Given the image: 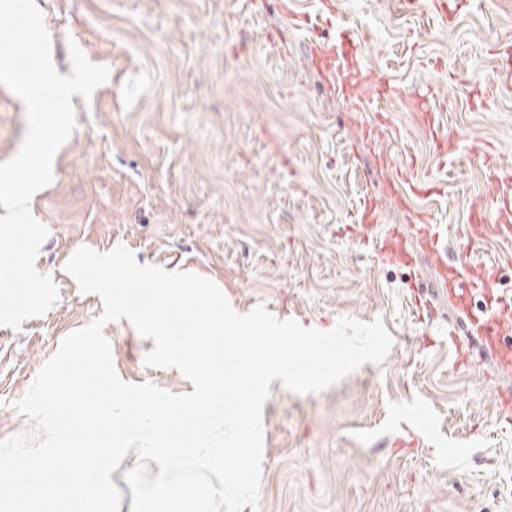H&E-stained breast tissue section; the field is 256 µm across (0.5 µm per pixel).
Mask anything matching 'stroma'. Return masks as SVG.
Wrapping results in <instances>:
<instances>
[{
    "label": "stroma",
    "instance_id": "1",
    "mask_svg": "<svg viewBox=\"0 0 512 512\" xmlns=\"http://www.w3.org/2000/svg\"><path fill=\"white\" fill-rule=\"evenodd\" d=\"M58 72H72L69 43L108 80L90 100L73 95L76 127L53 161V180L30 200L47 231L36 259L57 300L20 327L0 326V439L36 434L16 407L63 338L103 312L64 267L82 247L122 245L139 264L214 282L238 313L265 305L280 320L328 331L340 317L382 319L393 346L316 392L273 381L263 406L257 507L243 512H512V422L496 397L491 363L451 367L448 329L461 313L429 258L380 266L351 228L363 202L401 224L407 208L453 229L448 255L498 267L512 296V244L473 247L460 234L485 190L480 139L512 171V91L475 106L457 82L489 91L497 50L512 52V0H483L447 25L400 15L396 0H337L331 25L295 28L278 0H36ZM344 46L334 73L327 50ZM391 131L378 159L357 129L375 84ZM453 129L460 149L436 158L423 112ZM22 100L0 84V163L19 152ZM439 179L441 196L399 202L396 173ZM103 335L127 383L192 392L177 369L148 366L153 339L128 320Z\"/></svg>",
    "mask_w": 512,
    "mask_h": 512
}]
</instances>
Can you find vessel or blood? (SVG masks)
<instances>
[{"label": "vessel or blood", "mask_w": 512, "mask_h": 512, "mask_svg": "<svg viewBox=\"0 0 512 512\" xmlns=\"http://www.w3.org/2000/svg\"><path fill=\"white\" fill-rule=\"evenodd\" d=\"M473 0H432L430 12L440 21L449 14L471 8ZM486 178L492 191L488 200L474 203L470 208L465 235L471 242L495 238L512 241V175L487 167ZM400 180L410 193L420 199L438 194L437 179L406 168ZM380 262L408 266L419 256L431 258L436 267L442 294L455 302L470 300L472 295L484 299L481 321L470 322L461 336H452L455 364H464L473 347H480L489 361L503 374L512 373V297H504L497 287L495 269L473 265L465 260L448 257V227L435 223L431 215L411 212L408 231L394 227L386 230L375 248Z\"/></svg>", "instance_id": "1"}]
</instances>
